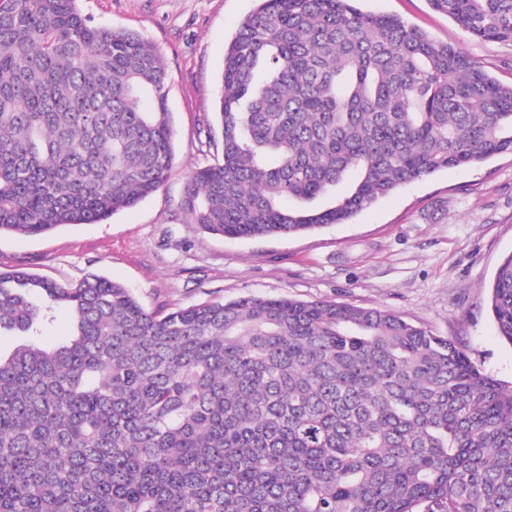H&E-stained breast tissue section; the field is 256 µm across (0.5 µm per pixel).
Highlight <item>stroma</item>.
<instances>
[{
	"label": "stroma",
	"mask_w": 512,
	"mask_h": 512,
	"mask_svg": "<svg viewBox=\"0 0 512 512\" xmlns=\"http://www.w3.org/2000/svg\"><path fill=\"white\" fill-rule=\"evenodd\" d=\"M256 0H80L94 23L141 35L168 73L177 131L171 175L151 197L100 224L38 237L0 236V268L68 285L91 274L131 288L145 308L245 295L330 300L390 310L460 344L472 364L512 386V344L498 336L486 285L512 253V154L448 168L380 199L345 224L291 237L227 239L183 223L190 172L211 162L224 51ZM463 47L512 83V43L472 37L429 0H359Z\"/></svg>",
	"instance_id": "obj_1"
}]
</instances>
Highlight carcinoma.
I'll use <instances>...</instances> for the list:
<instances>
[{
	"label": "carcinoma",
	"instance_id": "cac0c4a2",
	"mask_svg": "<svg viewBox=\"0 0 512 512\" xmlns=\"http://www.w3.org/2000/svg\"><path fill=\"white\" fill-rule=\"evenodd\" d=\"M78 2L0 0V235L100 223L173 166L160 52ZM357 2L257 0L224 54L221 155L189 175L187 223L295 235L512 153V84ZM430 4L512 42V0ZM489 304L512 343V253ZM58 310L72 334L47 347ZM2 332L23 341L0 356V512H512V389L388 310L149 311L103 276L0 269Z\"/></svg>",
	"mask_w": 512,
	"mask_h": 512
}]
</instances>
